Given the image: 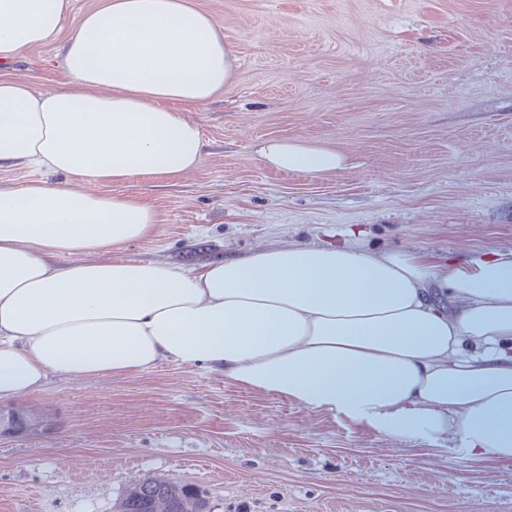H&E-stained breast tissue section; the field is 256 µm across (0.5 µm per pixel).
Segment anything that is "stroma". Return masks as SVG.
Masks as SVG:
<instances>
[{"label":"stroma","instance_id":"stroma-1","mask_svg":"<svg viewBox=\"0 0 512 512\" xmlns=\"http://www.w3.org/2000/svg\"><path fill=\"white\" fill-rule=\"evenodd\" d=\"M236 59L185 106L204 160L174 178L104 183L159 216L122 257L183 268L269 245L416 250L475 270L512 254V0H190ZM68 83L61 43L0 78ZM331 148L310 176L266 167L263 140ZM0 412V512H115L147 477L194 484L210 512H512V460L482 462L203 367L50 377Z\"/></svg>","mask_w":512,"mask_h":512}]
</instances>
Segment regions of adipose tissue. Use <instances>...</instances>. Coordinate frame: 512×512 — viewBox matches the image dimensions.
Listing matches in <instances>:
<instances>
[{"mask_svg": "<svg viewBox=\"0 0 512 512\" xmlns=\"http://www.w3.org/2000/svg\"><path fill=\"white\" fill-rule=\"evenodd\" d=\"M65 8L0 0V60L55 41ZM63 51L69 85L43 93L0 79V167L89 184L0 190V403L58 373L203 365L393 436L512 458V258L491 253L468 272L367 251L353 233L191 270L117 257L157 215L96 184L199 167L201 128L175 105L211 101L235 58L189 0H102ZM257 157L310 175L343 164L336 150L285 139Z\"/></svg>", "mask_w": 512, "mask_h": 512, "instance_id": "obj_1", "label": "adipose tissue"}]
</instances>
